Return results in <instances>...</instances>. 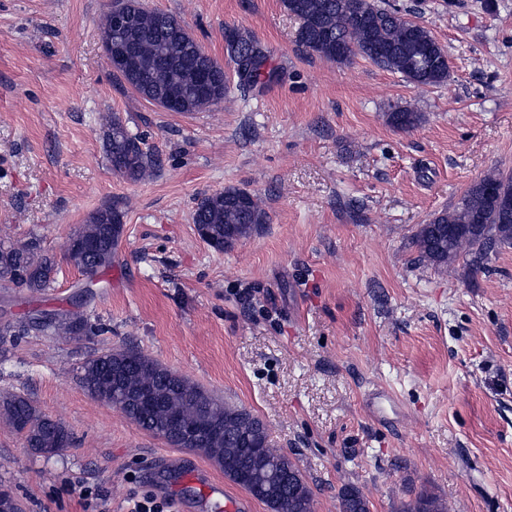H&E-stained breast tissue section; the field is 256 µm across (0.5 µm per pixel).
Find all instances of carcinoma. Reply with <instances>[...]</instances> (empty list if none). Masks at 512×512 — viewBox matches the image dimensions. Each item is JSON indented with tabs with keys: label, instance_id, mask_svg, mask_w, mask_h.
<instances>
[{
	"label": "carcinoma",
	"instance_id": "cac0c4a2",
	"mask_svg": "<svg viewBox=\"0 0 512 512\" xmlns=\"http://www.w3.org/2000/svg\"><path fill=\"white\" fill-rule=\"evenodd\" d=\"M286 9L301 20L302 46L327 59L348 62L353 46L376 65L401 74L421 86L448 80V55L431 31L405 20L397 11L374 0H283ZM135 20L112 41L131 45L134 63L118 76L142 99L160 107L174 99L182 112H198L224 100V68L205 55L202 47L172 15L145 8L139 0H125ZM228 55L241 81L256 85L264 80L267 52L251 36L236 28L224 33ZM421 115L396 109L388 121L396 128L417 125ZM104 147L115 173L131 180L144 179L155 170L156 158L142 148L141 139L126 129L117 115L103 128ZM512 199V175L500 171L473 184L451 210L421 224L412 238L417 261L443 271L463 257L481 267L498 247L511 246L512 210L498 205ZM195 227H205V242L224 250V229L236 224L247 232L267 222L259 200L236 187L203 197L193 214ZM120 214L110 207L98 209L69 240V261L90 282L112 265V253L122 235ZM56 261L34 243L17 247L0 242V280L31 294L52 287ZM61 320L50 331L76 338L103 332L82 310L58 309ZM79 380L94 397L121 411L143 431L176 448H191L224 470V476L264 503L270 512H315L313 493L298 466L269 444L267 425L248 409L221 401L201 386L145 354L123 350L89 357ZM0 417L21 436L24 444L43 449L41 455H59L71 443V433L59 421L42 414L24 395H0ZM288 470L297 477L295 489L280 481ZM341 512H370L362 490L347 484L340 493ZM397 512H448L439 496L423 492L401 504Z\"/></svg>",
	"mask_w": 512,
	"mask_h": 512
}]
</instances>
